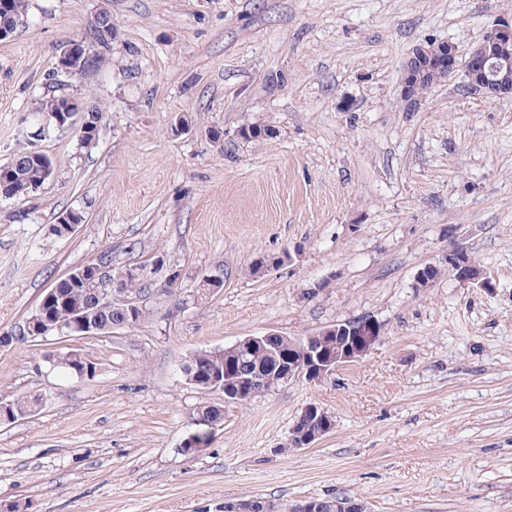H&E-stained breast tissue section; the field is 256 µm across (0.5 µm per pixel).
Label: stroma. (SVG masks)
Segmentation results:
<instances>
[{"mask_svg": "<svg viewBox=\"0 0 512 512\" xmlns=\"http://www.w3.org/2000/svg\"><path fill=\"white\" fill-rule=\"evenodd\" d=\"M103 8L117 33L106 62L57 73ZM498 18L512 0H31L0 42V165L48 81L103 118L90 147L52 131L39 147L53 179L0 199V332L105 251L121 265L163 255L187 294L216 270L224 288L177 314L153 291L140 325L68 340L96 362L91 378L49 371L37 341L0 349V395L43 397L0 426V501L223 512L337 496L367 512H512V98L464 93L460 73L414 109L399 99L416 45L465 49ZM181 115L193 123L178 132ZM248 126L263 135L243 138ZM71 210L83 224L51 235ZM455 245L491 289L448 270L417 286ZM362 317L382 336L360 361L225 405L209 443L182 451L209 400L181 374L197 351ZM310 403L333 430L281 453ZM275 502L261 497L228 500L224 503V512H278Z\"/></svg>", "mask_w": 512, "mask_h": 512, "instance_id": "stroma-1", "label": "stroma"}]
</instances>
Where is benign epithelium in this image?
Returning <instances> with one entry per match:
<instances>
[{
	"instance_id": "benign-epithelium-1",
	"label": "benign epithelium",
	"mask_w": 512,
	"mask_h": 512,
	"mask_svg": "<svg viewBox=\"0 0 512 512\" xmlns=\"http://www.w3.org/2000/svg\"><path fill=\"white\" fill-rule=\"evenodd\" d=\"M112 22L110 12L101 9L91 22V27L105 37L109 36ZM21 20L13 17L8 0H0V41L11 38ZM90 56V45L79 39L73 42L59 57L58 70L66 75H80L86 69ZM465 67L466 86L469 90L485 99H500L512 96V19H500L490 26L480 42L463 52L448 41L436 45L421 44L413 49L403 67L400 99L407 107L417 106L422 101L420 89L432 72H440L448 81L453 80L460 67ZM96 114L83 105L82 101L70 94L52 96L50 108L40 115L38 135L49 133V127L63 128L80 124V139L90 145L96 141L93 121ZM444 265L455 272L462 282H475L484 289L492 288L489 278L473 267L467 252L455 247L446 253ZM442 265V266H444ZM442 266L428 264L417 273V284L426 287L434 282L431 271L442 270ZM95 274H90V270ZM131 268L117 273L110 266L91 265L74 267L68 272L67 280L80 282L88 277L98 284L94 300L99 305H112L132 312L143 306V296L127 288L131 280ZM182 270L165 269V276L157 285V292L167 294L180 287ZM58 289L51 288L44 295L35 311L16 332L0 333V349L10 348L21 338L38 339L42 342L56 337L65 339L77 333L81 336H110L119 329H130L135 320L123 319L105 328L98 320L90 318L85 311H75L70 321L61 323L51 317L50 305ZM382 326L371 318L337 323L299 340L281 337L282 343L274 351V357L280 361L278 376L272 377L263 372L228 371L211 375L206 383L199 382L198 372L193 370L194 360L183 366L185 382L193 388L208 394L221 396L224 404H238L243 394L253 391L257 386H267L275 382L286 384L294 380L321 382L336 372V369L359 361L379 341ZM37 408L17 414L13 402L0 397V425L11 423L18 417L34 414ZM333 429L332 416L322 407L309 404L304 407L298 419L293 423L291 432L296 439V447L308 448ZM328 507L321 501L301 500L288 506V512H326ZM224 512H278L275 502L261 498L224 501Z\"/></svg>"
}]
</instances>
